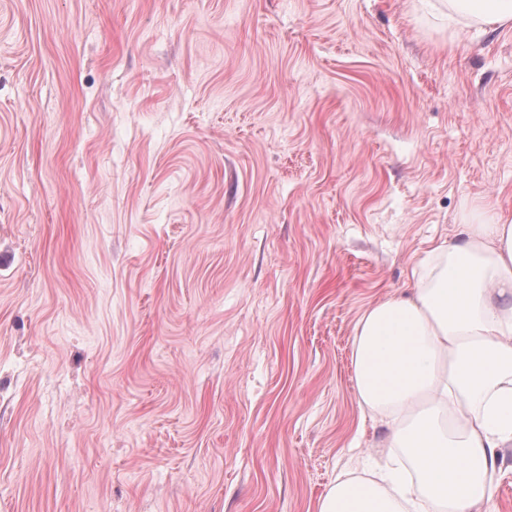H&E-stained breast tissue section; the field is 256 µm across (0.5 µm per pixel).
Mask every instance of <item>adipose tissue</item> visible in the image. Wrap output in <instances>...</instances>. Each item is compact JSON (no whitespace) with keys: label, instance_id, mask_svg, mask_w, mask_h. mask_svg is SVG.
Here are the masks:
<instances>
[{"label":"adipose tissue","instance_id":"1","mask_svg":"<svg viewBox=\"0 0 512 512\" xmlns=\"http://www.w3.org/2000/svg\"><path fill=\"white\" fill-rule=\"evenodd\" d=\"M441 2L449 23L512 27V0ZM351 364L385 463L340 471L317 512H480L512 446V216L471 205L409 295L362 311Z\"/></svg>","mask_w":512,"mask_h":512}]
</instances>
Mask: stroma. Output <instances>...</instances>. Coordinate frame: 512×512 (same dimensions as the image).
<instances>
[{"label":"stroma","mask_w":512,"mask_h":512,"mask_svg":"<svg viewBox=\"0 0 512 512\" xmlns=\"http://www.w3.org/2000/svg\"><path fill=\"white\" fill-rule=\"evenodd\" d=\"M512 214V27L436 0H0V512H317L351 347Z\"/></svg>","instance_id":"obj_1"}]
</instances>
